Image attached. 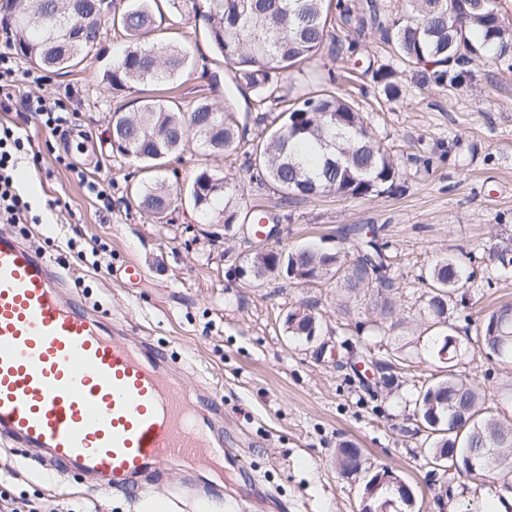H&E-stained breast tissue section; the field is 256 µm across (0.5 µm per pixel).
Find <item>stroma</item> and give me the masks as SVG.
<instances>
[{
  "label": "stroma",
  "instance_id": "obj_1",
  "mask_svg": "<svg viewBox=\"0 0 512 512\" xmlns=\"http://www.w3.org/2000/svg\"><path fill=\"white\" fill-rule=\"evenodd\" d=\"M162 27L168 40L186 43L196 64L173 83L149 87L148 97L223 104L222 80L229 70L204 29L185 32L175 18ZM124 46L111 19H104L100 43L75 70L46 74L41 93L66 101L76 129L53 134L34 113L0 111V125L19 127L40 156L36 163L23 159L16 171L37 218L16 230L45 257L63 262L74 293L88 308L110 325L132 324L128 339L149 337L181 359L179 377L190 396L219 390L245 471L219 484L209 469L180 462L152 488L133 484L99 492L82 473L64 477L46 467V450L0 442V512H134L139 497L162 499L171 484L184 482L203 489L198 500L182 505L183 512H196L198 504L240 492L254 478L274 502L251 512H362L369 473L382 467L412 487L415 499L406 512H491L501 501L498 491L487 481L453 473L446 483L435 482L425 463L426 436L412 432L413 385L446 374L445 361L423 347L411 369L398 371V388L379 389L369 398L354 368L364 339L374 333L372 295L344 293L332 280L312 287L284 276L256 286L234 269L254 251L247 216L262 210L278 216L281 233L269 245L283 251L314 244L341 249L350 260L355 252L344 227H382L397 256L391 276L397 310L406 320L404 341L433 335L420 314L424 277L437 259L459 250L474 252L475 277L463 287L464 300L450 305V318L512 304V276H489L480 262L495 236L512 234V69L476 63L451 88L436 85L430 67L401 65L403 95L389 101L377 93L373 68L391 58L375 26H366L356 61L322 51L311 75L283 79L276 93L318 91L320 77L334 73L336 91L353 100L376 139L397 155V194L289 200L252 180L243 155L214 157L193 144L166 166L179 197L158 219L136 206L130 188L144 174L113 150L109 133L111 114L129 98L114 93L102 72ZM205 169L224 172L242 189L235 236L219 238V226L191 202L190 186ZM80 170L111 182V203L87 192L76 177ZM72 242L78 249L96 247L97 264L77 259L68 248ZM131 261L144 271L134 284L121 275ZM302 302L320 318V332L310 341L284 330L288 310ZM358 322L364 325L359 332ZM456 370L481 383L487 407L512 421V400L500 394L511 371L469 354L459 358ZM345 441L361 449L364 471H338L336 449Z\"/></svg>",
  "mask_w": 512,
  "mask_h": 512
}]
</instances>
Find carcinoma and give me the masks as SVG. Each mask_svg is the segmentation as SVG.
Returning <instances> with one entry per match:
<instances>
[{
	"label": "carcinoma",
	"mask_w": 512,
	"mask_h": 512,
	"mask_svg": "<svg viewBox=\"0 0 512 512\" xmlns=\"http://www.w3.org/2000/svg\"><path fill=\"white\" fill-rule=\"evenodd\" d=\"M4 22L13 28L17 51L32 65L52 73H69L92 51L85 42H67L80 16L73 0H6ZM352 6L344 0H125L113 8V25L128 46L106 71L105 79L116 91L130 94L145 84L176 80L190 65L186 47L177 43L151 42L158 20L168 13L187 20H204L216 55L231 68L232 80L253 91L246 113L262 112L286 73L314 60L327 41L349 24ZM380 37L407 65H432L438 85H458L467 74L463 66L493 60L512 62V24L505 21L498 0H404L402 10L380 27ZM379 94L388 101L399 99L402 87L396 71L382 65L375 71ZM281 122L262 140L248 138L246 126L230 101L219 108L207 100L184 105L167 99H143L127 113L112 115V147L145 169H158L163 160L190 142L211 155L243 152L255 180L269 184L286 198L308 200L324 194L346 198H372L398 190V158L377 141L358 110L342 94L320 90L287 100ZM195 204L224 224L231 235L237 219L238 190L226 177L201 172ZM174 189L163 179L136 189L137 207L151 215L167 211ZM348 233L358 236L357 257L346 262L340 252L315 246H299L288 252L277 249L259 259L243 260L246 280L256 286L271 276L284 275L302 284L325 278L348 292L376 291L377 319L372 321L379 341L402 327L395 318L394 282L389 275V244L372 229ZM512 254V235H503L485 251L486 267L500 268ZM463 279L457 260L441 258L429 270L423 313L437 328L438 350L462 333L468 347L489 358L512 361V307L503 305L478 321L464 316L460 328L448 320V305ZM288 335L308 338L318 329L313 307L300 305L285 318ZM415 421L427 429L428 455H454L492 450L495 463L487 471L465 476H485L495 488L512 486V422L504 423L484 407L478 386L448 370V377L426 379L412 393ZM336 466L346 474L363 468L361 451L350 441L339 445ZM377 509L399 499L386 487L372 488Z\"/></svg>",
	"instance_id": "cac0c4a2"
}]
</instances>
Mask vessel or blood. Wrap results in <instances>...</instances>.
<instances>
[{
    "instance_id": "1",
    "label": "vessel or blood",
    "mask_w": 512,
    "mask_h": 512,
    "mask_svg": "<svg viewBox=\"0 0 512 512\" xmlns=\"http://www.w3.org/2000/svg\"><path fill=\"white\" fill-rule=\"evenodd\" d=\"M59 267L0 235V436L45 448L46 466L107 489L182 460L242 461L226 445L217 395L190 402L176 359L148 338L129 344L77 302Z\"/></svg>"
}]
</instances>
